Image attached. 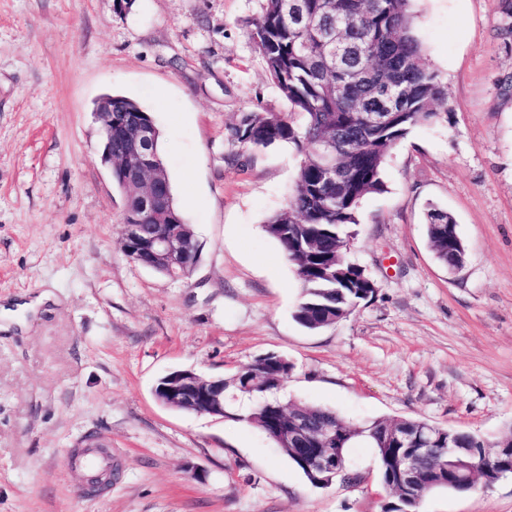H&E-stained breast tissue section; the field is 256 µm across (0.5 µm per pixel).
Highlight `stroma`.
Masks as SVG:
<instances>
[{"instance_id": "stroma-1", "label": "stroma", "mask_w": 512, "mask_h": 512, "mask_svg": "<svg viewBox=\"0 0 512 512\" xmlns=\"http://www.w3.org/2000/svg\"><path fill=\"white\" fill-rule=\"evenodd\" d=\"M503 0H413L452 120L396 147L347 258L376 293L319 331L294 319L302 285L265 231L299 168L294 147L225 141L240 113L288 112L246 35L262 0H0V307L43 312L0 328V512H387L375 449L347 451L359 482L310 484L259 430L161 405L174 369L231 376L275 353L279 392L352 424L415 418L482 438L512 426V35ZM138 102L162 136L201 246L174 280L122 249L123 195L101 161L96 101ZM246 167L232 164L236 154ZM451 213L464 265L448 271L427 204ZM108 448L89 492L73 460ZM418 512H512V477L426 495Z\"/></svg>"}]
</instances>
